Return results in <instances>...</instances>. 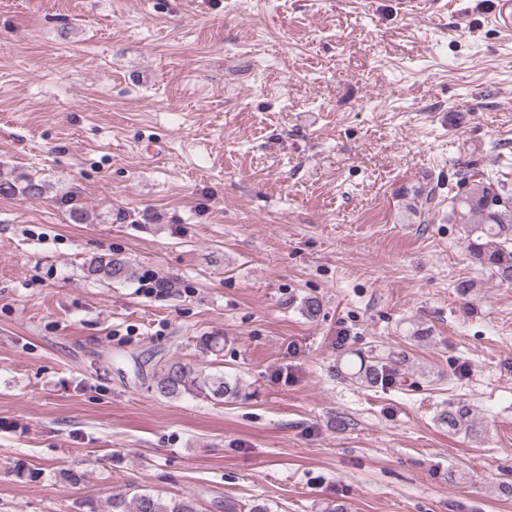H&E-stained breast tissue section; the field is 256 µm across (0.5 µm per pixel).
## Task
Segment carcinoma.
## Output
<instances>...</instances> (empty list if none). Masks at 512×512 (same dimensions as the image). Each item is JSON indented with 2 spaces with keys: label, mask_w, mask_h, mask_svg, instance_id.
<instances>
[{
  "label": "carcinoma",
  "mask_w": 512,
  "mask_h": 512,
  "mask_svg": "<svg viewBox=\"0 0 512 512\" xmlns=\"http://www.w3.org/2000/svg\"><path fill=\"white\" fill-rule=\"evenodd\" d=\"M47 185L32 177L22 182L0 180V194L20 195L26 199L44 198ZM453 216L460 224L469 225L466 249L471 259L489 269L500 282L512 283V194L497 181L486 180L468 194L453 202ZM85 277L104 282L125 283L135 277L134 266L123 257L100 254L82 265ZM154 391L163 398L184 395L203 397L218 402L237 399L241 395L239 379L221 371L186 362L179 357L157 360L151 368ZM382 367L376 363H360L351 380L358 384H379ZM440 423L451 430H462L476 437L482 432L479 422L470 417L469 409L460 403L448 406L440 415ZM107 512H197L195 500L188 496L165 497L160 493L126 491L112 496Z\"/></svg>",
  "instance_id": "1"
}]
</instances>
